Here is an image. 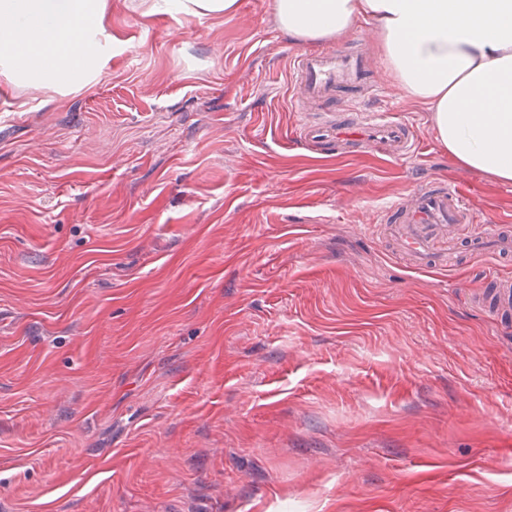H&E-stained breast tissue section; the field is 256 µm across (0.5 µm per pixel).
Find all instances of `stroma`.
<instances>
[{
  "label": "stroma",
  "instance_id": "35a3bbf8",
  "mask_svg": "<svg viewBox=\"0 0 512 512\" xmlns=\"http://www.w3.org/2000/svg\"><path fill=\"white\" fill-rule=\"evenodd\" d=\"M108 0L94 84L0 74V512H512L495 244L406 267L380 222L426 178L512 230V184L298 140L275 0ZM166 8L185 12L199 18L212 16H232L238 12V0H177L163 1ZM173 2V3H171Z\"/></svg>",
  "mask_w": 512,
  "mask_h": 512
}]
</instances>
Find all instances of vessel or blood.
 <instances>
[{
  "instance_id": "1",
  "label": "vessel or blood",
  "mask_w": 512,
  "mask_h": 512,
  "mask_svg": "<svg viewBox=\"0 0 512 512\" xmlns=\"http://www.w3.org/2000/svg\"><path fill=\"white\" fill-rule=\"evenodd\" d=\"M290 61L299 78L294 108L315 115L300 126L299 139L305 146L339 159L368 151L390 158L422 152L423 144L410 124L362 109V100L378 91L379 81L367 69L359 44L295 52ZM382 221L390 225L397 252L412 268L429 265L438 240L452 245L466 241L474 256L482 254L491 239L499 253L512 254V234L498 225L473 230L474 217L464 194L440 179L420 184L410 205L388 206Z\"/></svg>"
}]
</instances>
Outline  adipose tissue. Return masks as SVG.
Masks as SVG:
<instances>
[{
  "label": "adipose tissue",
  "instance_id": "adipose-tissue-1",
  "mask_svg": "<svg viewBox=\"0 0 512 512\" xmlns=\"http://www.w3.org/2000/svg\"><path fill=\"white\" fill-rule=\"evenodd\" d=\"M108 0H0V72L19 85L99 75ZM300 44L368 23L387 76L430 114L460 168L512 183V0H275Z\"/></svg>",
  "mask_w": 512,
  "mask_h": 512
}]
</instances>
